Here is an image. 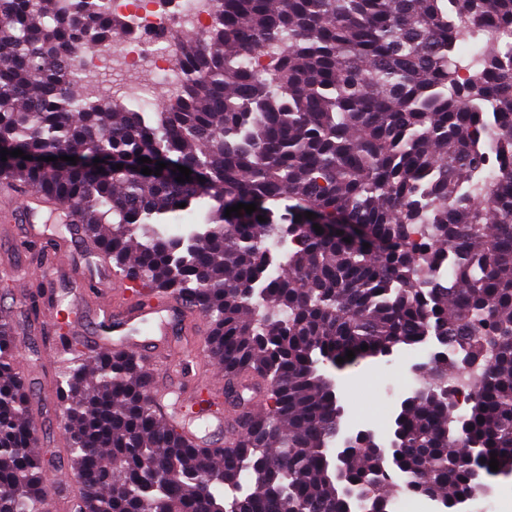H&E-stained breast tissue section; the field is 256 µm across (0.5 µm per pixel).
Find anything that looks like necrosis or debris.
Masks as SVG:
<instances>
[{"label": "necrosis or debris", "mask_w": 512, "mask_h": 512, "mask_svg": "<svg viewBox=\"0 0 512 512\" xmlns=\"http://www.w3.org/2000/svg\"><path fill=\"white\" fill-rule=\"evenodd\" d=\"M113 14L135 21L126 38L81 56L75 68L91 94H98L102 82L121 84L130 100L150 108L157 85L179 94L185 76L176 41L159 39L160 31L171 28L205 34L211 24L209 0H172L168 12L158 11L155 0H109Z\"/></svg>", "instance_id": "necrosis-or-debris-1"}]
</instances>
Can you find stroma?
<instances>
[{
	"instance_id": "stroma-1",
	"label": "stroma",
	"mask_w": 512,
	"mask_h": 512,
	"mask_svg": "<svg viewBox=\"0 0 512 512\" xmlns=\"http://www.w3.org/2000/svg\"><path fill=\"white\" fill-rule=\"evenodd\" d=\"M58 214L53 207L31 204L28 212L0 218V312L19 313L23 289L43 288L47 306L68 313L65 323L46 327L37 321L24 323L16 335V369L33 397L31 420L39 431L38 446L50 460V475L61 486L73 482L68 458V438L57 407L55 379L62 370L60 337L72 336L82 319L72 290L83 279L93 258L71 234L57 235ZM428 347L406 348L391 360H366L333 371L347 431L380 429L388 423L401 399L417 379L413 364L424 361Z\"/></svg>"
}]
</instances>
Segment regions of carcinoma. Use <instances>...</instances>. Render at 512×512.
I'll use <instances>...</instances> for the list:
<instances>
[{
    "label": "carcinoma",
    "mask_w": 512,
    "mask_h": 512,
    "mask_svg": "<svg viewBox=\"0 0 512 512\" xmlns=\"http://www.w3.org/2000/svg\"><path fill=\"white\" fill-rule=\"evenodd\" d=\"M212 5L205 38H178V100L148 112L90 99L73 67L133 20L105 0H0V150L31 156L0 160V183L74 215L130 282L189 302L239 411L218 459L156 419L139 357L63 343L71 512H391L396 476L453 512L512 476V0ZM69 149L84 158L44 161ZM182 202L201 222L172 230ZM240 203L256 211L225 216ZM44 297L25 293L27 313ZM16 333L0 315V512H42L53 484ZM430 341L387 437L369 431L390 466L343 439L325 367ZM450 369L478 371L461 414L438 382Z\"/></svg>",
    "instance_id": "carcinoma-1"
}]
</instances>
